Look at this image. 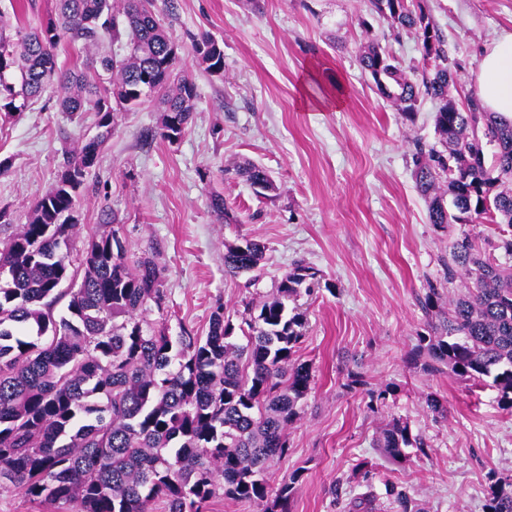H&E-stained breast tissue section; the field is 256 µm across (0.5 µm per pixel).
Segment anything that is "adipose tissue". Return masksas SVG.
I'll return each instance as SVG.
<instances>
[{
	"label": "adipose tissue",
	"mask_w": 512,
	"mask_h": 512,
	"mask_svg": "<svg viewBox=\"0 0 512 512\" xmlns=\"http://www.w3.org/2000/svg\"><path fill=\"white\" fill-rule=\"evenodd\" d=\"M473 92L484 111L512 116V31L502 32L484 48Z\"/></svg>",
	"instance_id": "obj_1"
}]
</instances>
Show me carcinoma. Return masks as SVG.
Instances as JSON below:
<instances>
[{
  "instance_id": "carcinoma-1",
  "label": "carcinoma",
  "mask_w": 512,
  "mask_h": 512,
  "mask_svg": "<svg viewBox=\"0 0 512 512\" xmlns=\"http://www.w3.org/2000/svg\"><path fill=\"white\" fill-rule=\"evenodd\" d=\"M393 32L414 33L423 60L411 79L377 43L358 53L377 91L412 115L420 98L437 103L436 143L415 144L414 178L428 200L429 223L494 226L495 249L469 237L448 245L444 279L472 280L448 299V310L418 337L412 362L428 354L429 368L476 384L491 379L498 401L512 410V119L485 112L472 93H450L459 62L426 0H370ZM172 8L156 0H51L39 28L0 15V114L24 111L51 82L59 111L94 112L104 129L66 155L53 187L28 223L0 244V489H18L57 512H208L228 500L291 512L299 474L273 487L267 463L288 452V428L311 391L312 366L296 358L306 314L301 292L319 283L314 268L296 263L277 294L247 305L234 325L224 307L212 312L206 335L172 333L145 313L166 312L162 271L150 256L128 265L118 230L88 240L81 282H74L70 246L79 219L69 217L112 129L113 105L132 109L155 94L163 112L159 132L180 139L197 98L196 84L173 54ZM127 37V52L91 56L75 68L58 66L62 43L90 48ZM194 59L209 73L224 70V48L207 34L192 38ZM492 161H487V153ZM224 173L274 190L268 171L245 162ZM264 246L242 237L226 247L230 277L261 270ZM67 312L54 316L62 297ZM393 461L423 451L425 438L398 419L376 438ZM399 512H422L409 493L390 488ZM487 512H512V479L490 485Z\"/></svg>"
}]
</instances>
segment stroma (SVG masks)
<instances>
[{
    "instance_id": "1",
    "label": "stroma",
    "mask_w": 512,
    "mask_h": 512,
    "mask_svg": "<svg viewBox=\"0 0 512 512\" xmlns=\"http://www.w3.org/2000/svg\"><path fill=\"white\" fill-rule=\"evenodd\" d=\"M431 16L462 65L459 92H468L482 48L512 31V0H427ZM171 36L198 97L177 142L148 139L162 115L153 103L115 112L89 189L78 205L80 233L71 252L118 227L130 257L151 252L163 269L171 329L206 334L216 306L240 323L249 300L276 293L300 261L318 270L319 288L301 295L307 316L299 352L314 384L288 430V452L268 466L271 484L299 473L292 512H350L369 499L370 512H394L388 484L407 486L423 512H485L492 480L512 476V412L491 387L409 363L408 352L432 318L421 306L428 284L447 308L442 259L451 239L470 237L490 248L485 224H430L413 178L414 142L434 143L432 101L415 117L382 97L356 62L376 42L404 70L420 62L412 33L389 31L368 0H174ZM207 34L224 47V71L210 74L192 60L191 36ZM341 106L307 107L314 85ZM95 113L72 116L40 100L0 124V239L27 223L50 189L64 151L97 136ZM262 165L276 189L257 196L224 166ZM224 198L227 217L210 198ZM113 211L115 225L101 223ZM249 237L265 246L256 281L224 274L226 246ZM364 382L351 384L349 372ZM385 391L371 403L369 390ZM435 394L448 418L435 420L424 403ZM407 421L425 452L389 461L373 440L389 420Z\"/></svg>"
}]
</instances>
